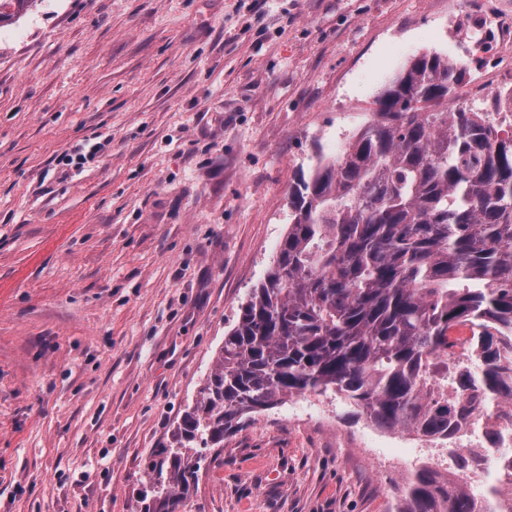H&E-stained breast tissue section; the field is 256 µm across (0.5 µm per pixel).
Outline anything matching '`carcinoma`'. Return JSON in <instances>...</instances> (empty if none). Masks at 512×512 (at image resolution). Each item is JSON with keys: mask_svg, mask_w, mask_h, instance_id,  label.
<instances>
[{"mask_svg": "<svg viewBox=\"0 0 512 512\" xmlns=\"http://www.w3.org/2000/svg\"><path fill=\"white\" fill-rule=\"evenodd\" d=\"M36 0H0V23ZM462 68L424 53L383 90L339 156L299 169L288 232L241 305L215 366L170 444L148 468L138 512H178L203 450L284 399L333 394L383 429H449L484 397L512 398V129L453 108ZM467 327L472 361L444 364L459 399H429L450 334ZM397 512H512L436 471L397 489Z\"/></svg>", "mask_w": 512, "mask_h": 512, "instance_id": "carcinoma-1", "label": "carcinoma"}]
</instances>
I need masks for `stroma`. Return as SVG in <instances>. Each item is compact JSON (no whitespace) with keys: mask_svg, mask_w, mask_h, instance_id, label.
I'll use <instances>...</instances> for the list:
<instances>
[{"mask_svg":"<svg viewBox=\"0 0 512 512\" xmlns=\"http://www.w3.org/2000/svg\"><path fill=\"white\" fill-rule=\"evenodd\" d=\"M490 16L504 50L512 0H38L0 25V512H137L296 171L422 53L501 92L470 36ZM324 401L334 430L282 403L206 450L179 512H395L434 450Z\"/></svg>","mask_w":512,"mask_h":512,"instance_id":"stroma-1","label":"stroma"}]
</instances>
